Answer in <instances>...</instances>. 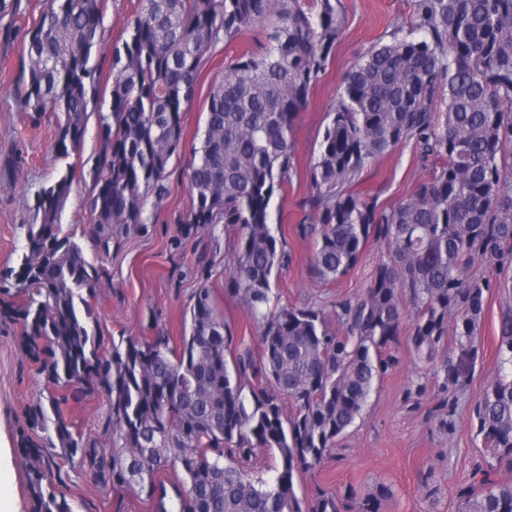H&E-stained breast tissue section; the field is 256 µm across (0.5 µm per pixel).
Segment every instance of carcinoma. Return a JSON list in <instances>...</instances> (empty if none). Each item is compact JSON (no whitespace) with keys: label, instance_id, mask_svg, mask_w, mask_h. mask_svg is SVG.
Returning <instances> with one entry per match:
<instances>
[{"label":"carcinoma","instance_id":"obj_1","mask_svg":"<svg viewBox=\"0 0 512 512\" xmlns=\"http://www.w3.org/2000/svg\"><path fill=\"white\" fill-rule=\"evenodd\" d=\"M256 23L269 26L264 52L238 56L209 93L186 223L237 228L230 284L262 317L261 354L246 348L227 359L232 336L202 286L179 348L165 337H129L100 355L90 303L98 270L58 224L73 182L67 166L42 189L40 223L29 225L27 250L10 272L25 301L3 307L47 388L64 390L27 411L31 434L21 436L20 452L33 512H72L53 490L58 458L103 486L158 496L157 512H339L326 491L306 506L294 474L323 463L398 363L390 346L404 301L414 308L418 359L444 356V387L456 391L475 372L484 295L496 288L505 298L495 374L473 414L486 454L512 471V281L471 273L477 263L512 268V0H413L408 30L372 45L347 74L310 166L299 233L315 238L312 265L323 281L347 275L372 235L390 251L368 287L339 304L341 333L315 311L271 306L272 279L288 264L271 202L295 170L294 120L325 75L341 0H145L112 50L107 96L95 58L100 0H49L35 27L14 31L28 45L16 104L63 114L57 149L65 158L81 150L97 114L87 204L91 233L107 251L112 237L156 220L181 145V113L207 53ZM107 97L108 112H94ZM404 141L414 142L430 175L408 200L382 209L353 186ZM94 392L109 400L110 448L75 437L62 409L69 397ZM226 448L243 457L267 448L280 464L272 478L254 479L224 463ZM177 466L185 479L169 508L155 477ZM462 498L460 512H512V483L485 472Z\"/></svg>","mask_w":512,"mask_h":512}]
</instances>
